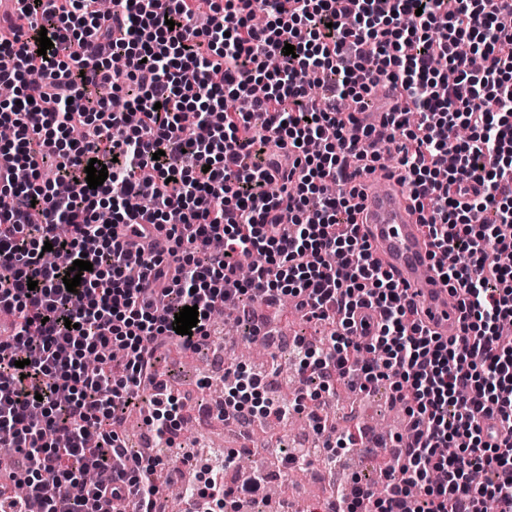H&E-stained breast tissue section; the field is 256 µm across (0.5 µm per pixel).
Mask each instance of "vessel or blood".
Listing matches in <instances>:
<instances>
[{"label":"vessel or blood","mask_w":512,"mask_h":512,"mask_svg":"<svg viewBox=\"0 0 512 512\" xmlns=\"http://www.w3.org/2000/svg\"><path fill=\"white\" fill-rule=\"evenodd\" d=\"M358 222L384 268L408 288L429 329L443 337L456 335L459 311L437 276L418 215L400 200L398 189L387 184L367 188Z\"/></svg>","instance_id":"b4317fda"}]
</instances>
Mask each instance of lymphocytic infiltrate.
<instances>
[{
    "instance_id": "lymphocytic-infiltrate-1",
    "label": "lymphocytic infiltrate",
    "mask_w": 512,
    "mask_h": 512,
    "mask_svg": "<svg viewBox=\"0 0 512 512\" xmlns=\"http://www.w3.org/2000/svg\"><path fill=\"white\" fill-rule=\"evenodd\" d=\"M2 57L14 96L0 101L13 131L0 145L12 163L0 177V314L12 319L0 432L22 453L26 493L0 491V512H127L132 498L154 512L156 460L117 433L127 408L145 400L157 443H170L189 406L159 377L166 347L199 352L225 301L276 308L287 295L337 325L327 348L294 339L330 457L357 446L323 413L325 392L385 380L408 419L381 487L337 491L335 512H512V266L497 260L512 253V0H114L107 14L96 0H25L0 24ZM387 86L402 103L378 97ZM106 87L127 111L100 97ZM371 109L380 126L360 125ZM459 125L468 137L449 139ZM384 140L458 304L457 336L423 324L360 232L357 178L379 169ZM93 159L108 171L94 189ZM48 243L90 261L75 291ZM186 306L198 323L180 335ZM361 308L377 323L356 321ZM111 345L121 365L102 359ZM262 382L236 367L224 422L299 410ZM489 412L498 434L484 431ZM240 455L200 470L195 494L214 512H241L266 489L261 474L225 489ZM477 468L491 473L480 485Z\"/></svg>"
}]
</instances>
